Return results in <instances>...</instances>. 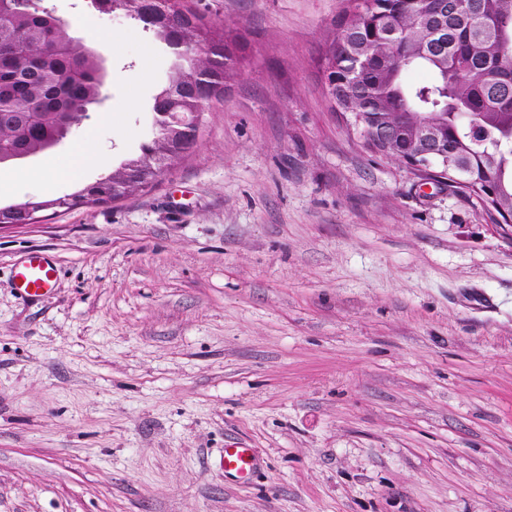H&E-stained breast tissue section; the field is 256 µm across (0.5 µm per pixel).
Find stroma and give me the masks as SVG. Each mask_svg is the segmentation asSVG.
<instances>
[{"mask_svg":"<svg viewBox=\"0 0 512 512\" xmlns=\"http://www.w3.org/2000/svg\"><path fill=\"white\" fill-rule=\"evenodd\" d=\"M107 75L0 205L78 191L153 137L174 55L47 0ZM239 74L151 190L0 230V512H512V240L332 108L345 0H188ZM93 140L80 179L45 185ZM57 269L21 295L13 269ZM228 447L258 449L240 482ZM56 267L42 256L32 253L15 266V288L26 296H40L47 292L56 280Z\"/></svg>","mask_w":512,"mask_h":512,"instance_id":"stroma-1","label":"stroma"}]
</instances>
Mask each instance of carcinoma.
Returning <instances> with one entry per match:
<instances>
[{
	"label": "carcinoma",
	"mask_w": 512,
	"mask_h": 512,
	"mask_svg": "<svg viewBox=\"0 0 512 512\" xmlns=\"http://www.w3.org/2000/svg\"><path fill=\"white\" fill-rule=\"evenodd\" d=\"M444 21L433 18L429 0H347L336 33L323 51L337 76L326 88L341 115L357 118L376 134L373 149L395 161L418 148L423 122L438 129L440 177L482 202L512 213V0H453ZM176 54L172 75L154 98L153 110H172L141 154L121 163L103 183L110 201L154 187L186 158L175 120L195 121L224 101L236 63L229 26L205 23L184 0H161L146 19L133 0H112ZM42 60L47 106L34 104L26 80ZM425 68L432 79L409 85L405 74ZM103 67L98 57L47 10L25 6L0 19V151L36 155L59 144L89 118L97 103ZM496 182V196L484 184ZM74 200L46 201L69 210L103 199L82 187Z\"/></svg>",
	"instance_id": "carcinoma-1"
}]
</instances>
